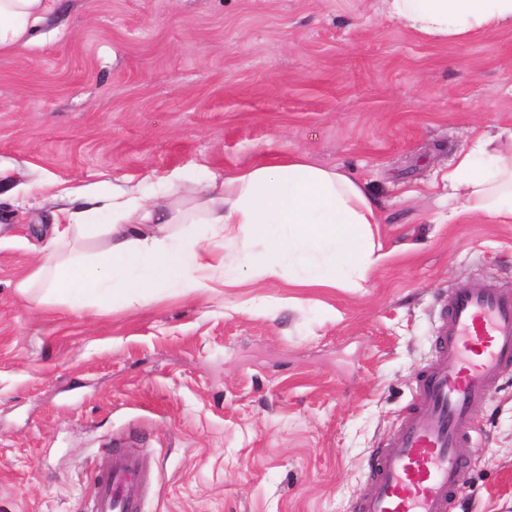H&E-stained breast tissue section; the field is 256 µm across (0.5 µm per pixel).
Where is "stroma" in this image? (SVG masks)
<instances>
[{"mask_svg": "<svg viewBox=\"0 0 512 512\" xmlns=\"http://www.w3.org/2000/svg\"><path fill=\"white\" fill-rule=\"evenodd\" d=\"M511 130V28L424 37L378 0H55L0 50V512H87L115 448L142 460L145 512H352L450 291L512 290V224L449 219L446 179L477 134ZM288 154L373 196L386 257L364 287L231 264L142 306L15 292L65 190L171 178L189 206ZM460 453L453 512H512V371Z\"/></svg>", "mask_w": 512, "mask_h": 512, "instance_id": "1", "label": "stroma"}]
</instances>
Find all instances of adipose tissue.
Listing matches in <instances>:
<instances>
[{
  "label": "adipose tissue",
  "instance_id": "ef3b65f1",
  "mask_svg": "<svg viewBox=\"0 0 512 512\" xmlns=\"http://www.w3.org/2000/svg\"><path fill=\"white\" fill-rule=\"evenodd\" d=\"M398 25L427 37L462 42L477 32L512 27V0H381ZM52 0H0V50L28 43L45 21ZM170 180L149 194L121 188L97 196L111 212L106 246L88 251L92 231L78 211L61 210L38 266L19 279L24 296L40 291L69 308L104 306L114 298L144 304L150 292L189 273L188 289L203 291L223 278L218 243L234 241L239 252L263 244L258 275H279L283 266L300 272L299 284L361 287L382 261L373 240L376 203L347 174L319 167L305 157H272L242 174L202 183L189 209L171 198ZM449 216L474 215L512 223V145L478 136L459 151L448 171ZM175 224L191 232L172 233Z\"/></svg>",
  "mask_w": 512,
  "mask_h": 512
}]
</instances>
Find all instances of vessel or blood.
I'll use <instances>...</instances> for the list:
<instances>
[{"mask_svg": "<svg viewBox=\"0 0 512 512\" xmlns=\"http://www.w3.org/2000/svg\"><path fill=\"white\" fill-rule=\"evenodd\" d=\"M511 368L512 291H452L437 355L417 383L410 412L377 449L372 490L355 512H451L465 464L459 448L474 411ZM144 497L138 459L115 450L96 469L89 512H141Z\"/></svg>", "mask_w": 512, "mask_h": 512, "instance_id": "1", "label": "vessel or blood"}]
</instances>
